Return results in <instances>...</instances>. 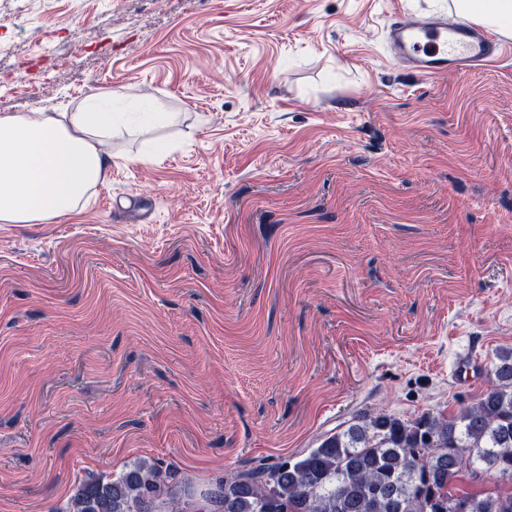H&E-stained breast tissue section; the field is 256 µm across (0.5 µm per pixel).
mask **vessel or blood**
I'll use <instances>...</instances> for the list:
<instances>
[{"mask_svg":"<svg viewBox=\"0 0 512 512\" xmlns=\"http://www.w3.org/2000/svg\"><path fill=\"white\" fill-rule=\"evenodd\" d=\"M391 56L406 70L434 76L461 72L512 51L492 29L454 22L445 16L393 14L385 27Z\"/></svg>","mask_w":512,"mask_h":512,"instance_id":"vessel-or-blood-1","label":"vessel or blood"}]
</instances>
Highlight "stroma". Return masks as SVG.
Here are the masks:
<instances>
[{"mask_svg": "<svg viewBox=\"0 0 512 512\" xmlns=\"http://www.w3.org/2000/svg\"><path fill=\"white\" fill-rule=\"evenodd\" d=\"M444 2L0 0V114L179 115L117 132L78 214L0 224V512L477 402L512 349V57L434 78L384 48Z\"/></svg>", "mask_w": 512, "mask_h": 512, "instance_id": "35a3bbf8", "label": "stroma"}]
</instances>
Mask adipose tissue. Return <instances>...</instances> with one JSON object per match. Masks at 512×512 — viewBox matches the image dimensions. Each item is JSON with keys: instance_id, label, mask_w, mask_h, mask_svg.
Listing matches in <instances>:
<instances>
[{"instance_id": "obj_1", "label": "adipose tissue", "mask_w": 512, "mask_h": 512, "mask_svg": "<svg viewBox=\"0 0 512 512\" xmlns=\"http://www.w3.org/2000/svg\"><path fill=\"white\" fill-rule=\"evenodd\" d=\"M466 21L512 34V0H458ZM176 113L123 96L62 101L50 112L0 114V223L40 224L86 206L112 160L105 146L120 124H172Z\"/></svg>"}]
</instances>
